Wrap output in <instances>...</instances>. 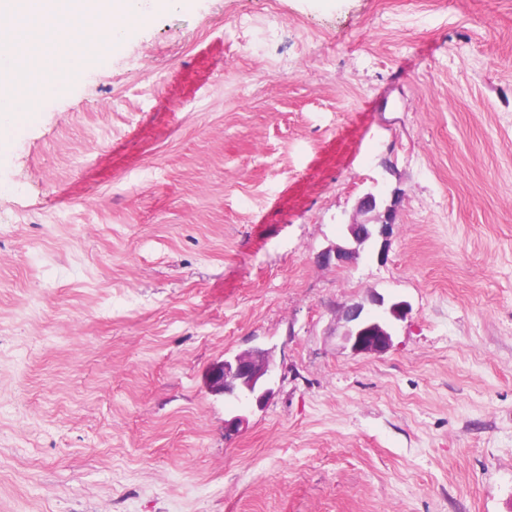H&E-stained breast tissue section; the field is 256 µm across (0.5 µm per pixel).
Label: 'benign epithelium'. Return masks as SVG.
<instances>
[{"label":"benign epithelium","mask_w":512,"mask_h":512,"mask_svg":"<svg viewBox=\"0 0 512 512\" xmlns=\"http://www.w3.org/2000/svg\"><path fill=\"white\" fill-rule=\"evenodd\" d=\"M358 212L364 219H355L346 225L348 238L354 247L328 249L320 255L322 262L354 263L360 248L384 235L387 227L394 223L396 204L383 206L374 194L369 193L360 199ZM408 309V302L387 300L379 294L350 304L342 312L344 331L341 339L344 347L354 355L386 352L392 344L391 321L403 318ZM272 371V350L254 347L211 363L203 374V383L214 396L233 398L260 409L271 395L268 382Z\"/></svg>","instance_id":"7a95c632"}]
</instances>
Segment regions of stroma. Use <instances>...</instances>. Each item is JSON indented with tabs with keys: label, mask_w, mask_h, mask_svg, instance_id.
Wrapping results in <instances>:
<instances>
[{
	"label": "stroma",
	"mask_w": 512,
	"mask_h": 512,
	"mask_svg": "<svg viewBox=\"0 0 512 512\" xmlns=\"http://www.w3.org/2000/svg\"><path fill=\"white\" fill-rule=\"evenodd\" d=\"M282 4L174 0L0 148V512H512V0ZM358 212L365 219H354L346 225L348 238L355 247L335 246L324 251L320 256L323 263L329 264L335 260L336 264L349 265L354 263L360 254V248L369 245L377 236H383L387 227L394 224L396 205L382 206L374 194H366L358 203ZM409 309L404 300L371 295L367 301H357L342 312L344 347L355 355H379L392 344L391 321L401 319ZM272 371V350L254 347L211 363L203 374V383L211 395L260 409L272 393L267 387Z\"/></svg>",
	"instance_id": "1"
}]
</instances>
